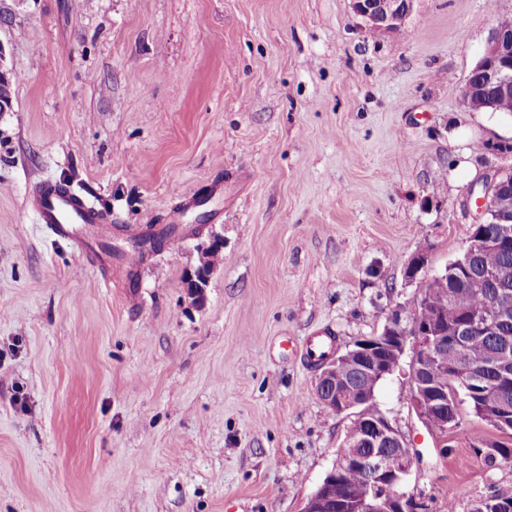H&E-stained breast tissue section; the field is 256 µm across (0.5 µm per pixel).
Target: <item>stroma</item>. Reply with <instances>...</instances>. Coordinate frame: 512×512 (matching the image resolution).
Returning a JSON list of instances; mask_svg holds the SVG:
<instances>
[{
    "label": "stroma",
    "mask_w": 512,
    "mask_h": 512,
    "mask_svg": "<svg viewBox=\"0 0 512 512\" xmlns=\"http://www.w3.org/2000/svg\"><path fill=\"white\" fill-rule=\"evenodd\" d=\"M511 16L415 0L403 31L372 34L350 0H0V512H301L352 421L302 345L410 327L469 241L471 186L512 168V116L462 91ZM45 179L111 214L109 278L38 224ZM213 233L197 301L185 279ZM414 352L375 393L416 453L404 491L425 512L512 493L468 407L449 443L425 428Z\"/></svg>",
    "instance_id": "stroma-1"
}]
</instances>
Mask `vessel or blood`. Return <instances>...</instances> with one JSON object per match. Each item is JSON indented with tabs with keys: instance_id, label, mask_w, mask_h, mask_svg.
I'll use <instances>...</instances> for the list:
<instances>
[{
	"instance_id": "b4317fda",
	"label": "vessel or blood",
	"mask_w": 512,
	"mask_h": 512,
	"mask_svg": "<svg viewBox=\"0 0 512 512\" xmlns=\"http://www.w3.org/2000/svg\"><path fill=\"white\" fill-rule=\"evenodd\" d=\"M28 203L39 223L57 237L75 242L87 257H94L90 240L82 237L79 225L91 226L96 237L112 234V217L93 206L64 183L44 180L28 192Z\"/></svg>"
}]
</instances>
